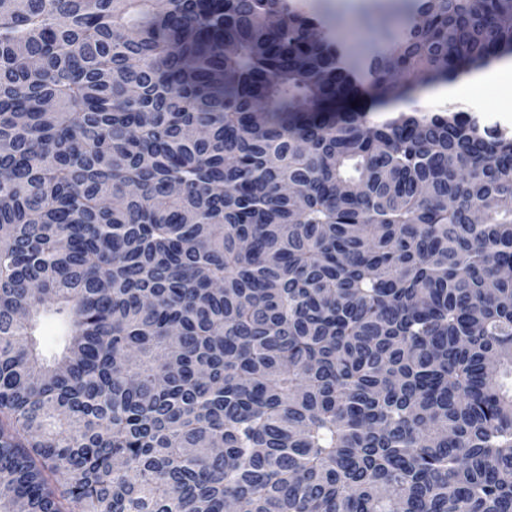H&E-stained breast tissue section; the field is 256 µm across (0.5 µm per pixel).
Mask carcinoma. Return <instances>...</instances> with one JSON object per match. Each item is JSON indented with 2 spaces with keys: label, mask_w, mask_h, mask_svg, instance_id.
I'll return each instance as SVG.
<instances>
[{
  "label": "carcinoma",
  "mask_w": 512,
  "mask_h": 512,
  "mask_svg": "<svg viewBox=\"0 0 512 512\" xmlns=\"http://www.w3.org/2000/svg\"><path fill=\"white\" fill-rule=\"evenodd\" d=\"M509 58L512 0H0V512H512V136L366 120ZM302 8L317 14L336 30L347 46L356 48L362 41L385 32L393 25L410 0H360L345 9L340 0H300Z\"/></svg>",
  "instance_id": "obj_1"
}]
</instances>
